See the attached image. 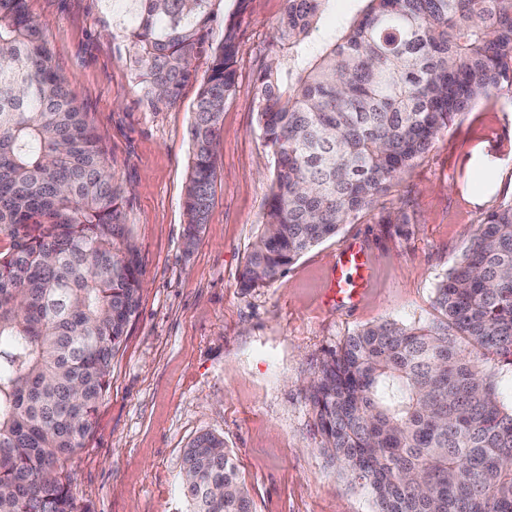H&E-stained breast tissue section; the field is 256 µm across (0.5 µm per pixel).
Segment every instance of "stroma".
Wrapping results in <instances>:
<instances>
[{
    "mask_svg": "<svg viewBox=\"0 0 512 512\" xmlns=\"http://www.w3.org/2000/svg\"><path fill=\"white\" fill-rule=\"evenodd\" d=\"M57 66L102 137L125 193L142 269L140 307L112 362L94 431L73 457L81 512H186L183 456L223 437L254 512H375L321 450L306 386L329 350L362 326L435 320V287L464 255L482 214L512 197V91L458 115L372 209L249 291L246 258L268 208L274 160L254 106V76L277 45L284 0H249L238 79L222 114L214 196L194 246L184 189L198 86L156 109L135 53L113 35L110 0H27ZM355 242L370 262L361 300L325 302L332 265Z\"/></svg>",
    "mask_w": 512,
    "mask_h": 512,
    "instance_id": "1",
    "label": "stroma"
}]
</instances>
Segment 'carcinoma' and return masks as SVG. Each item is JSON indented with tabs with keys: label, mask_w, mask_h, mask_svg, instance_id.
Wrapping results in <instances>:
<instances>
[{
	"label": "carcinoma",
	"mask_w": 512,
	"mask_h": 512,
	"mask_svg": "<svg viewBox=\"0 0 512 512\" xmlns=\"http://www.w3.org/2000/svg\"><path fill=\"white\" fill-rule=\"evenodd\" d=\"M112 0L137 84L177 105L197 81L216 4ZM278 43L255 75L275 159L268 210L241 275L269 284L371 208L456 116L512 87V0H360L315 44L333 0H285ZM236 11L199 84L184 194L187 238L207 223L215 146L235 91ZM123 190L26 0H0V512H78L67 462L91 434L112 359L137 316L142 272ZM429 325L363 327L307 387L324 454L376 512H512V411L489 358L512 366V198L479 221L438 283ZM188 512H252L224 439L184 453Z\"/></svg>",
	"instance_id": "1"
}]
</instances>
